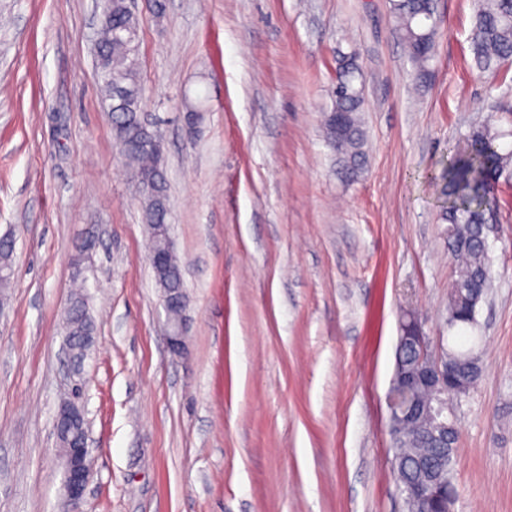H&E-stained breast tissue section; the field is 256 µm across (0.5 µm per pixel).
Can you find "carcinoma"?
Returning <instances> with one entry per match:
<instances>
[{"instance_id":"obj_1","label":"carcinoma","mask_w":512,"mask_h":512,"mask_svg":"<svg viewBox=\"0 0 512 512\" xmlns=\"http://www.w3.org/2000/svg\"><path fill=\"white\" fill-rule=\"evenodd\" d=\"M391 12L410 59L420 78L429 74L435 57L438 25L433 0H391ZM104 14L109 22L99 32V70L106 94L122 86L139 85L138 18L126 10V0H109ZM471 47L476 67L482 72L497 73L512 60V0H478L472 19ZM336 83L332 106L324 116V133L334 150L340 174L353 180L365 163V132L360 112L364 111L363 76L355 54H341L336 60ZM111 121L120 152L135 176L154 181L153 192L140 197L143 220L150 234L151 250L165 248L164 224L168 223L169 195L164 167L154 141L155 129L142 118L141 98L129 100L112 109ZM512 129H498L490 123L472 127L465 143L448 159L441 179L447 206L441 214L448 224V251L456 262L455 278L448 287V329L474 328L480 302L491 281L488 249L489 206L497 201L502 186L512 185ZM13 246L0 241V287L11 278L10 257ZM156 285L168 288L169 316L180 320L186 298L181 263L168 251L163 268L152 266ZM65 335L72 347L84 358L93 344L94 322L85 295L77 291L70 298L65 317ZM448 361L457 363L463 377L480 372V349L446 350ZM470 393L448 383V438L423 435L424 423L416 420L399 432L395 466L407 480H424L425 468L435 469L433 490L427 512H446L448 497L455 495L453 473L456 465L457 431L453 410Z\"/></svg>"}]
</instances>
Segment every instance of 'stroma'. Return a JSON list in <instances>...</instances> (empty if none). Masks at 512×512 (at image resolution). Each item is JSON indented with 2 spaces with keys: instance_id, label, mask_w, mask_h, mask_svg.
<instances>
[{
  "instance_id": "35a3bbf8",
  "label": "stroma",
  "mask_w": 512,
  "mask_h": 512,
  "mask_svg": "<svg viewBox=\"0 0 512 512\" xmlns=\"http://www.w3.org/2000/svg\"><path fill=\"white\" fill-rule=\"evenodd\" d=\"M137 0L142 112L164 141L188 304L171 352L136 182L95 43L102 0H0V512H63L54 420L79 394L80 512H406L388 395L405 310L433 342L479 341L456 409L453 512H512V188L491 226L476 329L448 330V226L434 175L468 130L512 127V68L480 73L476 0H437L426 82L390 0ZM363 74L366 164L322 128L336 58ZM94 343L63 351L72 258Z\"/></svg>"
}]
</instances>
